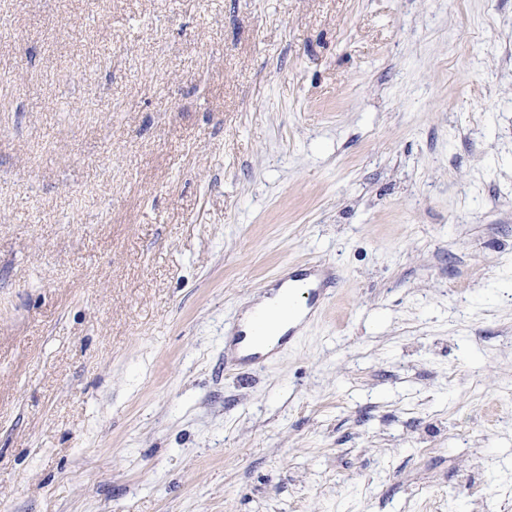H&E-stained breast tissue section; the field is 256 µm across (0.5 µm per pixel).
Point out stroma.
<instances>
[{"mask_svg": "<svg viewBox=\"0 0 512 512\" xmlns=\"http://www.w3.org/2000/svg\"><path fill=\"white\" fill-rule=\"evenodd\" d=\"M0 512H512V0H0ZM309 278H299L295 281H302L288 288L289 299L278 305L276 309L260 315L256 318L252 329L251 335L246 332L238 330L236 336H227L241 355L239 357L228 358L227 347L224 345V355L230 363L235 366H259L267 362L275 353V349L288 337V341L292 338V333L296 327L292 326V319L294 315L304 313L307 316H312L314 310L321 304L325 298V289L313 280L303 281ZM288 319V327L285 331L287 333L280 336L276 348L267 351L265 342H260L258 336H264V330L268 324L270 329L276 323ZM288 334V335H286Z\"/></svg>", "mask_w": 512, "mask_h": 512, "instance_id": "obj_1", "label": "stroma"}]
</instances>
